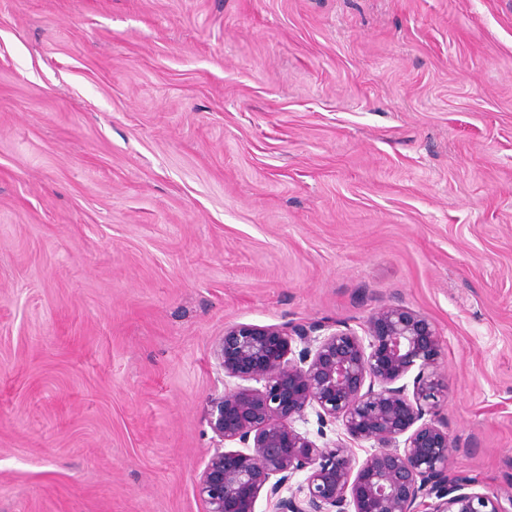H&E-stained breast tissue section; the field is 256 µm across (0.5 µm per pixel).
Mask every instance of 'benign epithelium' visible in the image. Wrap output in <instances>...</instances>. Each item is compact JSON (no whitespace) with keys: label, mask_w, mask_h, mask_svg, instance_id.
<instances>
[{"label":"benign epithelium","mask_w":512,"mask_h":512,"mask_svg":"<svg viewBox=\"0 0 512 512\" xmlns=\"http://www.w3.org/2000/svg\"><path fill=\"white\" fill-rule=\"evenodd\" d=\"M233 388L209 400L207 418L231 448L196 481L206 512H507L478 481L449 474L458 451L436 411L448 385L441 336L402 305L372 313L362 331L309 326L227 328L215 347ZM314 412L322 443L295 422ZM373 451L359 459L354 445ZM304 475L297 492L285 491Z\"/></svg>","instance_id":"1"}]
</instances>
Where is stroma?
<instances>
[{"label":"stroma","mask_w":512,"mask_h":512,"mask_svg":"<svg viewBox=\"0 0 512 512\" xmlns=\"http://www.w3.org/2000/svg\"><path fill=\"white\" fill-rule=\"evenodd\" d=\"M426 315L512 497V0H0V512H205L225 328Z\"/></svg>","instance_id":"35a3bbf8"}]
</instances>
